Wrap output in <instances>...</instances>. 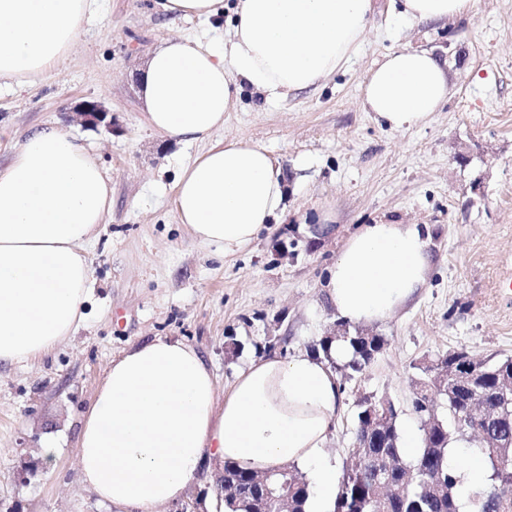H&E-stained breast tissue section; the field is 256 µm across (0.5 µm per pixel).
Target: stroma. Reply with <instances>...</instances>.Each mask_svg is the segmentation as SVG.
<instances>
[{"label":"stroma","instance_id":"1","mask_svg":"<svg viewBox=\"0 0 512 512\" xmlns=\"http://www.w3.org/2000/svg\"><path fill=\"white\" fill-rule=\"evenodd\" d=\"M376 0L364 45L321 85L266 101L242 88L214 140H254L283 165L286 209L254 243L227 256L180 224L174 182L206 143L152 129L139 99L149 53L171 36L220 47L227 29L170 21L157 0H98L67 58L19 91L0 89V166L17 144L55 124L88 144L112 187V209L83 252L92 294L78 326L41 360L0 365V512H109L80 482L77 436L113 359L155 337L197 348L228 392L238 372L269 352L292 356L333 331L327 267L358 225L391 217L430 230L428 288L370 326L385 346L362 372L337 371L341 408L327 453L344 476L354 463L357 401L391 399L399 430L419 431L413 367L454 350L477 360L512 356V0H472L468 16L411 23ZM429 50L451 77V96L425 123L392 130L362 106L368 71L389 51ZM100 102L111 128L72 112ZM326 224L312 254L274 260L275 235ZM54 445V460L40 450ZM212 473L197 475L159 512L222 508Z\"/></svg>","mask_w":512,"mask_h":512}]
</instances>
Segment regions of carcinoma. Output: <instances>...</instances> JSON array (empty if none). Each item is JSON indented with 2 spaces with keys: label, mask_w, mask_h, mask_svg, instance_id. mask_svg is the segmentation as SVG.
Returning <instances> with one entry per match:
<instances>
[{
  "label": "carcinoma",
  "mask_w": 512,
  "mask_h": 512,
  "mask_svg": "<svg viewBox=\"0 0 512 512\" xmlns=\"http://www.w3.org/2000/svg\"><path fill=\"white\" fill-rule=\"evenodd\" d=\"M343 333L323 336L310 351L331 359L333 344L350 351L343 367L362 371L381 353L385 339L336 322ZM414 400L428 405L413 408L422 420L434 423L422 433L421 448L412 461L403 459L398 433V409L392 400L382 405L371 395L361 397L357 432L377 427L378 445L358 448V462L350 469L336 494L334 512H512V357L487 362L474 360L463 350L415 366ZM440 398L456 429L438 415L434 399ZM479 429L480 450L490 464V482L462 503L458 479L448 471V451L454 434ZM256 472L224 463L225 512H250L260 506L264 489L255 482ZM265 483L277 488L288 482L292 512H307L310 486L299 472L286 467L263 474Z\"/></svg>",
  "instance_id": "carcinoma-1"
}]
</instances>
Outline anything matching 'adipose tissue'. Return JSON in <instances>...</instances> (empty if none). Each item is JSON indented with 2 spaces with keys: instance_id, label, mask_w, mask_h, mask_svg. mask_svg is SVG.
<instances>
[{
  "instance_id": "obj_1",
  "label": "adipose tissue",
  "mask_w": 512,
  "mask_h": 512,
  "mask_svg": "<svg viewBox=\"0 0 512 512\" xmlns=\"http://www.w3.org/2000/svg\"><path fill=\"white\" fill-rule=\"evenodd\" d=\"M410 22L455 20L471 0H398ZM176 20L227 23L222 49L164 40L149 55L140 98L150 126L184 144L211 146L180 168L179 221L208 245L233 253L251 244L284 208V168L263 145L223 129L243 86L275 100L336 74L358 54L373 0H159ZM97 0H0V84L53 69L90 22ZM448 71L428 50L404 47L370 70L363 107L391 129L424 122L448 100ZM112 209V189L87 145L60 127L33 131L0 168V364L50 354L82 318L91 270L80 246ZM427 235L417 224H364L328 270L325 291L352 325L388 320L427 284ZM331 359L272 352L250 363L228 393L199 351L156 337L114 359L81 423L82 484L113 512H156L182 498L213 465L274 472L298 466L314 493L308 512H329L336 472L326 445L340 412ZM461 497L490 475L480 452L451 453Z\"/></svg>"
}]
</instances>
